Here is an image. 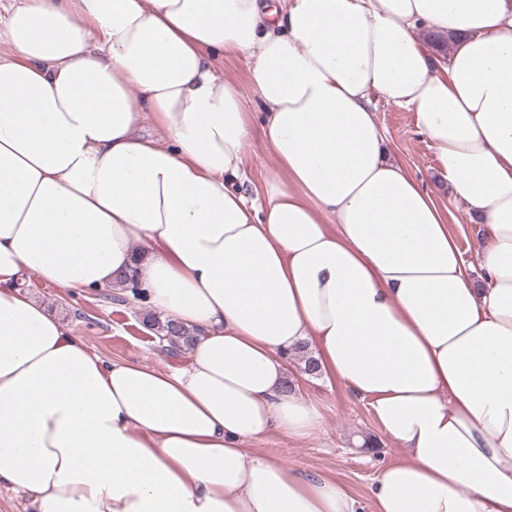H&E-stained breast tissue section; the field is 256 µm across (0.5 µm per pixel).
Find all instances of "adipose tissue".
I'll list each match as a JSON object with an SVG mask.
<instances>
[{"label": "adipose tissue", "mask_w": 512, "mask_h": 512, "mask_svg": "<svg viewBox=\"0 0 512 512\" xmlns=\"http://www.w3.org/2000/svg\"><path fill=\"white\" fill-rule=\"evenodd\" d=\"M0 39V484L39 512H355L244 448L319 427L286 384L306 343L408 454L375 512H512V0H22ZM257 128L275 165L247 190ZM126 272L193 334L185 367L92 353L19 289ZM376 117L387 133V148L396 155L422 185H433L439 162L426 139L417 132L412 112L377 98ZM440 204L448 207V226L459 247L465 254L467 263L479 274L478 246L481 236V225L473 224L463 205L450 195L442 196Z\"/></svg>", "instance_id": "obj_1"}]
</instances>
